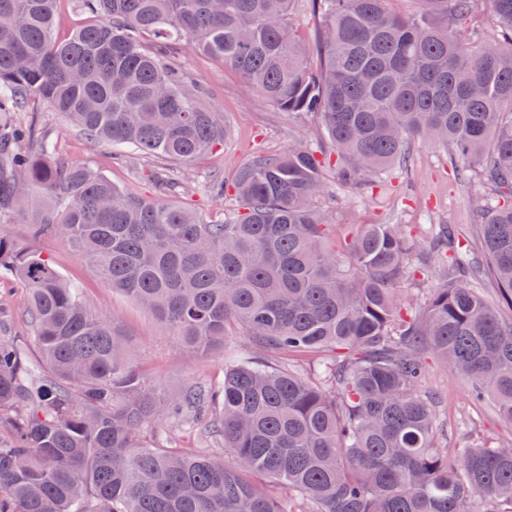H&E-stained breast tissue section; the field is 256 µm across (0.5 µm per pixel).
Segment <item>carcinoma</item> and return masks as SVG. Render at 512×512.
I'll list each match as a JSON object with an SVG mask.
<instances>
[{"instance_id": "obj_1", "label": "carcinoma", "mask_w": 512, "mask_h": 512, "mask_svg": "<svg viewBox=\"0 0 512 512\" xmlns=\"http://www.w3.org/2000/svg\"><path fill=\"white\" fill-rule=\"evenodd\" d=\"M295 2L79 0L90 20L60 40L56 0H0V224L29 216L33 237L66 239L187 352L237 330L255 352L226 365L216 391L161 392L116 323L0 233V270L27 287L40 361L0 334V512H288L256 474L306 512H476L478 499L512 512V448H464L448 464L435 446L441 400L419 392L432 355L512 423V320L470 286L480 262L448 250L446 224L424 246L400 224L332 240L311 207L331 161L350 184L408 168L416 140L449 146L460 178L477 172L506 199L478 232L512 306V0H417L408 14L390 0H305L314 44L290 25ZM481 11L504 44L461 37ZM175 40L281 110L320 115L324 157L303 141L255 154L234 184L242 210L207 222L54 162L46 136L26 148L17 113L31 94L94 144L182 164L224 144V120L162 49ZM421 266L440 281L417 313L403 284ZM315 356L317 377L299 368ZM208 408L230 464L140 440L153 422Z\"/></svg>"}]
</instances>
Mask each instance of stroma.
<instances>
[{
  "label": "stroma",
  "mask_w": 512,
  "mask_h": 512,
  "mask_svg": "<svg viewBox=\"0 0 512 512\" xmlns=\"http://www.w3.org/2000/svg\"><path fill=\"white\" fill-rule=\"evenodd\" d=\"M178 59L188 78L199 89V101L220 113L228 130L222 146L207 151L187 167L160 156L141 155L108 143L90 144L64 115L52 111L38 98H30L18 118L36 122L55 144V159L63 165L84 166L148 198H162L194 208L204 220L222 219L233 210L235 175L253 153H277L299 139L315 150L326 149L321 120L313 113L284 112L251 90L239 73L223 63L178 44ZM182 170L187 188L162 189L163 174ZM224 179V196L212 195L213 177ZM498 198L479 176L459 182L448 161L446 148L415 143L409 172L394 168L368 179L355 188H337L334 167L325 169V191L314 199L331 234L345 236L364 224H400L421 242H428L439 225H450L457 242L472 254H482L475 227L484 223L488 209ZM14 239L34 244L96 313L113 319L123 332V346L140 372L163 391L175 393L190 384L221 382L225 365L239 353L249 351L245 334L229 337L223 350L207 356L186 353L168 330L110 285L95 275L68 242L61 238L32 239L30 226L19 220L5 225ZM1 319L12 335L26 337L30 327L26 289L11 276L0 277ZM424 389L442 399L440 420L448 426L441 441L442 453L456 457L461 449L483 444L512 442V424L504 422L492 400H473L466 380L436 359L428 361Z\"/></svg>",
  "instance_id": "1"
}]
</instances>
